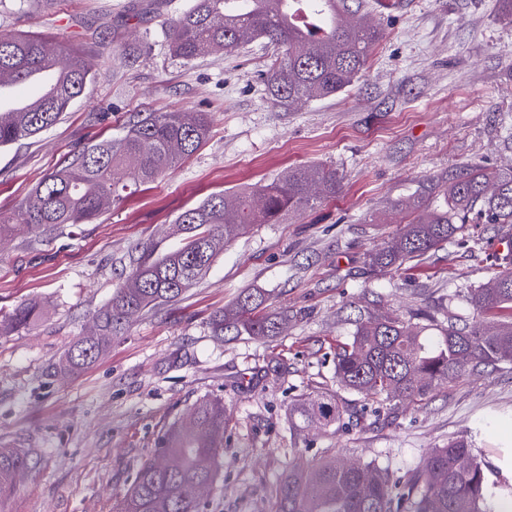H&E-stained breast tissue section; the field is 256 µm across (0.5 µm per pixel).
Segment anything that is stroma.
<instances>
[{"mask_svg":"<svg viewBox=\"0 0 512 512\" xmlns=\"http://www.w3.org/2000/svg\"><path fill=\"white\" fill-rule=\"evenodd\" d=\"M361 2L382 30L363 71L345 91L286 112L264 90L275 54L264 41L191 62L171 55L168 21L192 0H0V32H47L92 62L91 81L55 127L0 147L1 213L75 149L121 135L135 113L208 115L199 151L95 223L37 242L20 230L0 238V313L27 303L39 312L28 327L0 331V448L30 458L0 512H114L159 437L204 397L223 401L227 422L204 512H273L271 489L301 453L402 475L432 449L471 438L493 475L512 481V363L392 411L336 383L330 354L360 310L466 318L455 292L495 262L457 238L371 271L367 254L409 224L418 187L466 165L512 168V21L502 0ZM309 164L335 169L336 197L255 226L178 301L137 315L94 364L54 372L93 331L136 248L178 244L171 225L185 208ZM246 288L288 311L282 336H213L211 316ZM321 392L358 421L292 438L290 405Z\"/></svg>","mask_w":512,"mask_h":512,"instance_id":"35a3bbf8","label":"stroma"}]
</instances>
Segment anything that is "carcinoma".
Here are the masks:
<instances>
[{
	"label": "carcinoma",
	"instance_id": "obj_1",
	"mask_svg": "<svg viewBox=\"0 0 512 512\" xmlns=\"http://www.w3.org/2000/svg\"><path fill=\"white\" fill-rule=\"evenodd\" d=\"M302 10L300 20L281 16L283 2ZM170 49L185 61L264 39L281 49L265 73L271 104L292 111L352 85L381 37L360 7L348 0H192L171 19ZM43 66L58 71V87L29 102L21 112L0 109V146L53 127L79 98L91 72L85 53L71 48L61 57L47 35L0 34V85L25 83ZM204 112H140L118 138L92 143L47 173L9 216L0 217V236L16 227L38 240L69 224H90L122 198L130 184L158 179L199 150L207 134ZM336 171L298 166L248 192H215L175 219L183 238L161 256L136 265L96 317V332L68 349L62 372L96 361L136 314L174 302L213 265L224 245L258 224H279L290 212L314 207L336 195ZM418 218L369 253V265L385 270L420 260L461 235L470 224H512V169L487 173L463 167L447 180L416 191ZM471 316L448 318L438 335L428 326L399 317L361 314L350 342L334 351L337 382L367 402H420L439 385L466 374L487 372L512 349V250L503 252L489 280L455 294ZM270 295L244 289L211 318L216 336L265 339L281 334L288 311L268 310ZM25 304L0 317V328L17 329L35 318ZM348 405L321 393L289 410L293 434L315 427L331 432ZM224 405L200 400L189 420L177 421L157 442L158 453L136 473L119 512H201V485L216 480L224 447ZM466 458L469 468L456 463ZM29 467L16 448H0V479H17ZM486 466L466 440L434 449L424 466L396 477L375 463L350 467L332 456L298 455L272 488L275 512H512V484L489 482Z\"/></svg>",
	"mask_w": 512,
	"mask_h": 512
}]
</instances>
